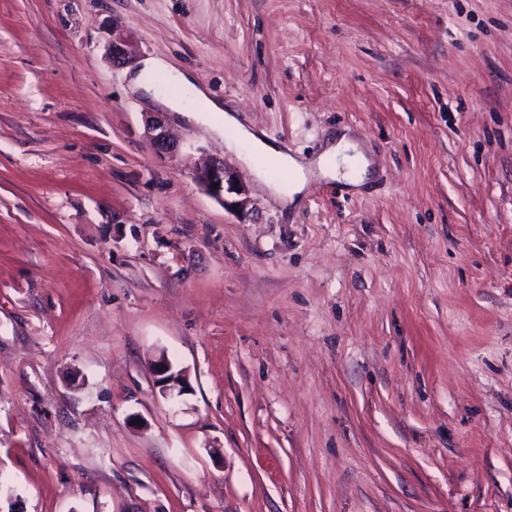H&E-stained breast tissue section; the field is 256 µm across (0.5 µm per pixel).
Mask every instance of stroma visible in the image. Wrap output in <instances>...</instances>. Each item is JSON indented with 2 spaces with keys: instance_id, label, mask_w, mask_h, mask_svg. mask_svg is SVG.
<instances>
[{
  "instance_id": "1",
  "label": "stroma",
  "mask_w": 512,
  "mask_h": 512,
  "mask_svg": "<svg viewBox=\"0 0 512 512\" xmlns=\"http://www.w3.org/2000/svg\"><path fill=\"white\" fill-rule=\"evenodd\" d=\"M241 127L368 176L283 205ZM0 512H512V0H0ZM172 78L183 94L194 101L195 107L192 112H195V118L203 119V114H209V112H223L216 101L197 86L192 77L184 72L174 71ZM146 133L153 147L160 153H172L177 145L171 139L165 119L159 113H153L146 120ZM196 177L204 188L224 205L225 209L232 210L242 218L249 215L251 200L248 188L237 172L226 165L223 159L212 158L203 163L197 168ZM216 183H219V186L214 188ZM226 195H231V199ZM232 206H237V209H232ZM150 369L164 398L175 399L187 391L189 384L184 371H173V364L164 353L150 361Z\"/></svg>"
}]
</instances>
